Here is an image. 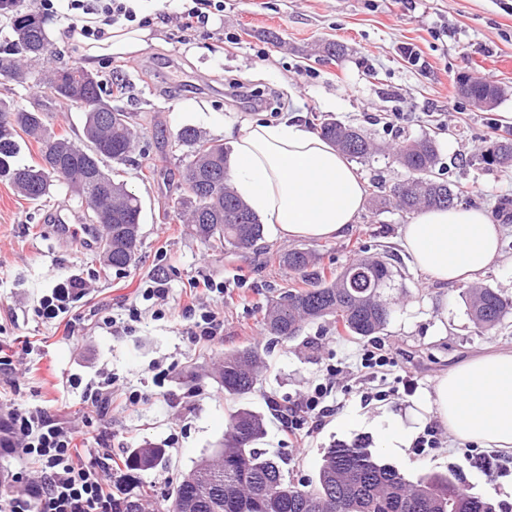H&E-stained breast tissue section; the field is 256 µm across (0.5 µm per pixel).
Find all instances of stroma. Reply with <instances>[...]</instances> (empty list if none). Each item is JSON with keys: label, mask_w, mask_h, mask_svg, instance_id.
<instances>
[{"label": "stroma", "mask_w": 512, "mask_h": 512, "mask_svg": "<svg viewBox=\"0 0 512 512\" xmlns=\"http://www.w3.org/2000/svg\"><path fill=\"white\" fill-rule=\"evenodd\" d=\"M174 0H141L138 17L149 18L155 42L126 57H104L92 69L104 82L123 81L115 107L129 112L138 134L133 153L111 168L142 203L135 260L124 270L105 267L93 236L60 238L55 215L77 209L65 185L40 201L28 200L0 182V414L13 408L40 410L65 423L79 448L107 450L118 459L152 443L166 448L165 465L140 473L157 499H167L224 436L233 412L250 409L265 421L260 446L282 458L295 485L314 481L323 449L360 444L377 450L366 428L338 429L339 419L373 418L412 407L448 368L488 346L512 347V311L487 331L472 319L463 284H434L399 246L409 213L366 208L339 238L282 239L265 230L257 251H213L190 236L173 208L186 186L177 176L182 152L178 131L198 127L229 143L253 118L295 117L317 128L321 116L365 130L377 150L358 162L368 196L391 197L407 178L393 148L434 138L435 173L459 185V204L485 208L501 224V259L476 280L512 302V167L487 164L481 149L503 127H512V0H224V11L207 31L183 32L167 20ZM44 26L53 52L28 67L26 83L0 76V99L43 112L55 133L80 140L84 110L61 104L43 73L63 64L85 66L71 45L66 24L48 15ZM341 45L326 57V43ZM473 74L503 94L490 111L474 108L456 86ZM260 91L254 108L235 95L238 85ZM309 249L322 267L339 270L361 256H388L393 278L387 295L392 315L374 338L338 336L329 319L303 325L293 339L264 329L268 306L301 279L276 257ZM74 276L85 285L65 320H46L38 307L54 279ZM223 292L199 287L202 279ZM164 280L162 298L147 297L152 280ZM221 325L206 340L189 329L202 312ZM394 359L390 377L361 368L356 357L371 342ZM258 347L264 368L251 394L225 395L213 371L225 353ZM342 366L329 415L311 436L289 437L280 412ZM413 379L417 391L394 395L393 377ZM106 389L95 410L87 393ZM441 447L401 459L384 454L409 479L456 474L467 491L495 506L512 504V476L496 478L472 467L465 445L442 435Z\"/></svg>", "instance_id": "1"}]
</instances>
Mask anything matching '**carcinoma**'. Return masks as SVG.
Returning <instances> with one entry per match:
<instances>
[{"instance_id":"1","label":"carcinoma","mask_w":512,"mask_h":512,"mask_svg":"<svg viewBox=\"0 0 512 512\" xmlns=\"http://www.w3.org/2000/svg\"><path fill=\"white\" fill-rule=\"evenodd\" d=\"M14 12L13 39L0 47V55L36 60L49 53L50 39L38 14L17 7ZM62 71L79 73L81 68L58 67L46 85L60 103L84 109L83 140L78 144L48 129L37 109L0 101V118H12L8 125H0V181L31 201L49 195L54 182L65 184L91 225L105 230L98 245L104 265L123 270L134 259L132 236L140 232L142 204L124 182L112 177L104 160L123 162L132 152L136 134L131 116L112 106V94L104 93L103 83L94 76L82 83L57 84ZM20 131L43 145L40 161L33 165L15 162ZM319 131L352 158L363 160L374 151L367 133L334 118L320 119ZM177 144L186 148L181 159L186 192L177 200V210L193 235L216 249L254 247L263 238L264 225L228 183L224 144L191 126L179 131ZM396 158L409 178L408 189L394 193L395 207L403 211L447 207L459 198L458 186L434 175L438 161L434 139L402 143ZM484 159L512 166V138L502 139ZM278 260L300 275L305 288L288 292L285 300L269 308L264 322L269 335L293 338L302 323L326 316L334 318L337 332L352 337L372 336L387 324L392 303L381 291L393 276L387 257L360 258L334 275L326 274L310 251L291 249L279 254ZM465 297L473 320L487 331L499 325L508 309L506 300L488 287L472 285ZM261 365L257 349H238L224 354L217 378L225 393L244 396L254 391ZM264 434L260 415L238 410L214 454L182 476L169 504L142 488L133 496L113 497L112 512H133L135 507L138 512H448L450 492L455 496L454 512H494L491 504L467 494L448 475L411 480L358 445L324 449L315 484L299 488L286 479L280 461L257 447ZM165 456L166 449L151 443L132 449L122 461L123 478L136 479L138 472L158 467Z\"/></svg>"}]
</instances>
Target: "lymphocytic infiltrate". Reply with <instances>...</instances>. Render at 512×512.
Returning <instances> with one entry per match:
<instances>
[{"label":"lymphocytic infiltrate","instance_id":"1","mask_svg":"<svg viewBox=\"0 0 512 512\" xmlns=\"http://www.w3.org/2000/svg\"><path fill=\"white\" fill-rule=\"evenodd\" d=\"M40 11L64 18L68 32L99 38L104 26L135 21L129 0H39ZM100 16L101 25H83L84 16ZM330 386L317 384L301 401L282 411L281 420L290 434L315 432L327 415ZM10 436L5 447L33 460L41 481L24 495L0 496V512H112V467L109 462L83 459L72 432L63 423L39 411L15 409L8 417Z\"/></svg>","mask_w":512,"mask_h":512}]
</instances>
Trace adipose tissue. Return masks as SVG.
<instances>
[{
    "mask_svg": "<svg viewBox=\"0 0 512 512\" xmlns=\"http://www.w3.org/2000/svg\"><path fill=\"white\" fill-rule=\"evenodd\" d=\"M150 28L112 26L102 39L75 36L89 63L126 57L145 47ZM227 177L237 194L283 238L328 239L357 223L366 184L354 166L318 132L294 119L253 121L232 140ZM500 227L480 208L457 205L416 212L401 228L413 266L435 283L464 282L499 258ZM459 443L512 453V348H488L441 374L403 413L369 423L380 445L405 455L429 420Z\"/></svg>",
    "mask_w": 512,
    "mask_h": 512,
    "instance_id": "1",
    "label": "adipose tissue"
}]
</instances>
